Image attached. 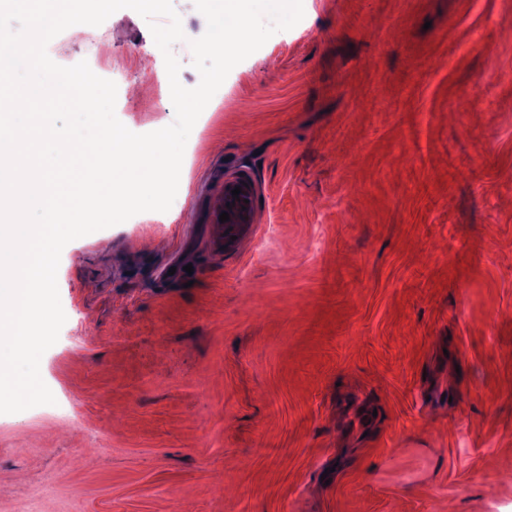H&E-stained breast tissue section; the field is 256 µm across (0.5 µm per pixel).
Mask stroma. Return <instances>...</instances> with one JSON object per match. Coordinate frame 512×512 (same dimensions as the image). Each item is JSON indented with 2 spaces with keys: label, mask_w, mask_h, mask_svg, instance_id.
<instances>
[{
  "label": "stroma",
  "mask_w": 512,
  "mask_h": 512,
  "mask_svg": "<svg viewBox=\"0 0 512 512\" xmlns=\"http://www.w3.org/2000/svg\"><path fill=\"white\" fill-rule=\"evenodd\" d=\"M303 8L199 116L171 208L63 248L68 413L0 414V512H512V0ZM47 53L113 72L132 132L174 121L135 11Z\"/></svg>",
  "instance_id": "35a3bbf8"
}]
</instances>
